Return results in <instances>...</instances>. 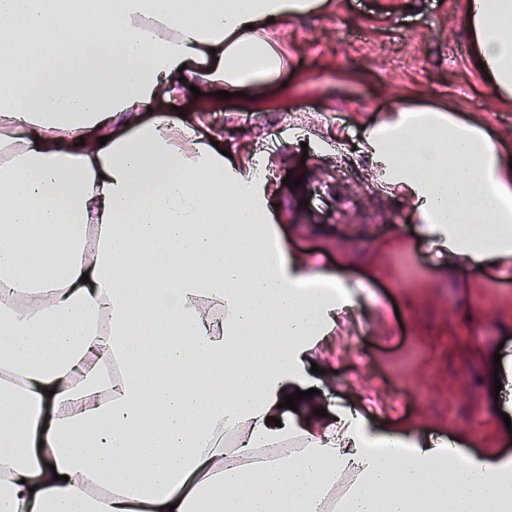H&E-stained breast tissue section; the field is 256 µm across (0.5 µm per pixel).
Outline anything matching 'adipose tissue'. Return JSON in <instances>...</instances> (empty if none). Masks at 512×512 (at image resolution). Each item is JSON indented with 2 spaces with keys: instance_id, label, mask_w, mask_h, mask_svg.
<instances>
[{
  "instance_id": "ef3b65f1",
  "label": "adipose tissue",
  "mask_w": 512,
  "mask_h": 512,
  "mask_svg": "<svg viewBox=\"0 0 512 512\" xmlns=\"http://www.w3.org/2000/svg\"><path fill=\"white\" fill-rule=\"evenodd\" d=\"M332 3L80 0L51 32L68 0H0V512H512L506 426L464 451L284 414L352 287L272 235L256 155L138 118L259 93L285 66L266 25ZM467 20L512 104V0ZM365 151L457 274L512 258V153L481 122L402 108Z\"/></svg>"
}]
</instances>
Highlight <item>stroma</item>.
Wrapping results in <instances>:
<instances>
[{
    "label": "stroma",
    "instance_id": "stroma-1",
    "mask_svg": "<svg viewBox=\"0 0 512 512\" xmlns=\"http://www.w3.org/2000/svg\"><path fill=\"white\" fill-rule=\"evenodd\" d=\"M468 0H335L331 11L277 27L286 66L249 112L214 98L228 147L264 153L275 223L314 270H342L355 307L342 314L309 385L325 405L355 408L356 387L382 426L436 430L478 443L492 417L481 354L512 353L500 312L512 305V268L448 269L417 233L412 208L380 188L361 145L396 107L446 105L481 120L512 150V105L499 102L466 29ZM331 177L313 208L286 176Z\"/></svg>",
    "mask_w": 512,
    "mask_h": 512
}]
</instances>
